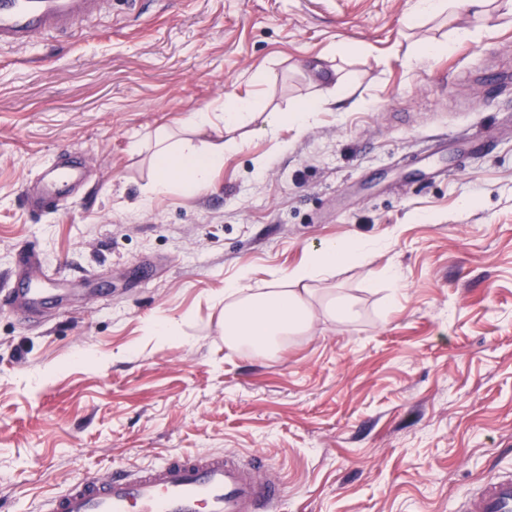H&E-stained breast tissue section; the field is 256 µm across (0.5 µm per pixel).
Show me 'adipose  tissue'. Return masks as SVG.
<instances>
[{"mask_svg":"<svg viewBox=\"0 0 512 512\" xmlns=\"http://www.w3.org/2000/svg\"><path fill=\"white\" fill-rule=\"evenodd\" d=\"M321 109V104L315 103L295 107L286 114L273 112L265 116L256 103L241 100L216 116L204 110L195 112L183 122L186 136L177 144H169L166 131L157 133L149 192L162 195L175 187L183 194L196 195L210 187L214 171L224 163V147L217 142L197 145L194 137L202 131H211L217 138L225 129L259 117L263 118L267 129L290 123L301 131ZM374 250V243L366 241H327L304 263L292 269L281 287L253 285L247 275H240L224 292L226 344L247 347L259 357L271 355L285 337L310 328L314 318L311 281L332 274L352 260L368 259Z\"/></svg>","mask_w":512,"mask_h":512,"instance_id":"ef3b65f1","label":"adipose tissue"}]
</instances>
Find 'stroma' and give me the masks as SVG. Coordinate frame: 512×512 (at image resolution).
I'll return each instance as SVG.
<instances>
[{
	"label": "stroma",
	"mask_w": 512,
	"mask_h": 512,
	"mask_svg": "<svg viewBox=\"0 0 512 512\" xmlns=\"http://www.w3.org/2000/svg\"><path fill=\"white\" fill-rule=\"evenodd\" d=\"M412 3L112 0L0 49V512L171 453L266 457L282 512H455L512 470V0L411 26ZM241 99L329 106L225 130L207 192L147 197L157 129ZM64 152L84 185L32 210ZM351 239L377 249L312 283L351 320L262 358L225 344L241 272ZM29 288L35 310L9 305ZM165 317L178 338L149 334ZM322 104H310V105H300L295 107L291 112L284 114L279 112H271L268 116H266L263 120V123L266 124L263 127L264 130H273L277 126L284 123L293 124L298 131H303L313 120L316 112H320L322 109Z\"/></svg>",
	"instance_id": "stroma-1"
}]
</instances>
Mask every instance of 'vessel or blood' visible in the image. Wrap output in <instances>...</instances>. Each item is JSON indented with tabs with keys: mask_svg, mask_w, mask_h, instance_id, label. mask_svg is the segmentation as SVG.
Listing matches in <instances>:
<instances>
[{
	"mask_svg": "<svg viewBox=\"0 0 512 512\" xmlns=\"http://www.w3.org/2000/svg\"><path fill=\"white\" fill-rule=\"evenodd\" d=\"M110 0H0V47H23L47 34L65 36L96 18ZM84 161L57 163L40 198L63 199ZM281 483L265 459L246 465L220 452L168 455L138 469L84 473L52 496L44 512H279ZM458 512H512V473L484 482Z\"/></svg>",
	"mask_w": 512,
	"mask_h": 512,
	"instance_id": "1",
	"label": "vessel or blood"
}]
</instances>
